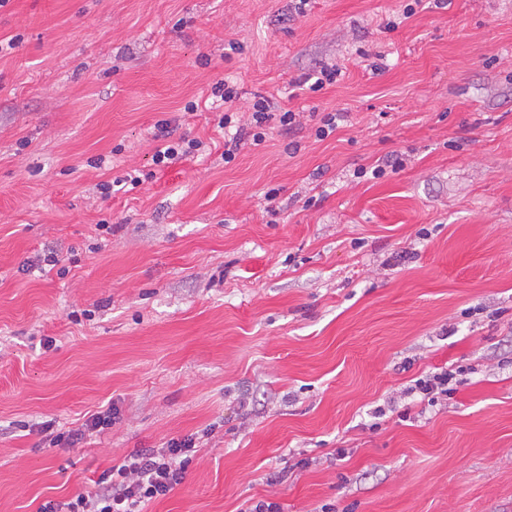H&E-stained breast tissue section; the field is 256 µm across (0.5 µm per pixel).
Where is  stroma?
<instances>
[{"label": "stroma", "mask_w": 512, "mask_h": 512, "mask_svg": "<svg viewBox=\"0 0 512 512\" xmlns=\"http://www.w3.org/2000/svg\"><path fill=\"white\" fill-rule=\"evenodd\" d=\"M409 2L311 0L293 21L290 0L0 9V40L21 38L0 53V512L191 433L147 512H512V0L406 19ZM325 64L336 84L300 90ZM220 78L235 111L270 97L301 130L220 162L214 113L183 111ZM337 110L317 140L312 113ZM176 116L211 157L101 199ZM440 370L446 400L402 397ZM112 404L75 445L42 430Z\"/></svg>", "instance_id": "35a3bbf8"}]
</instances>
